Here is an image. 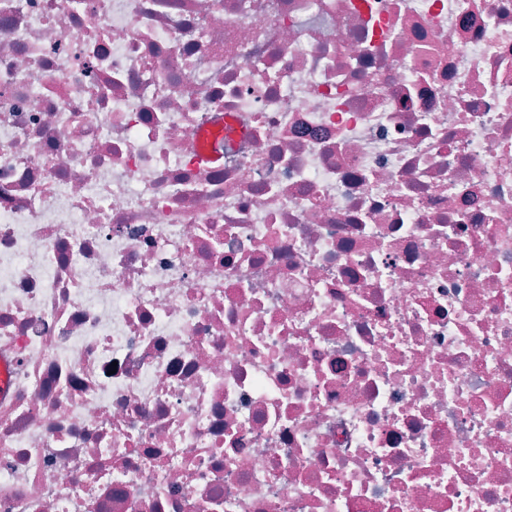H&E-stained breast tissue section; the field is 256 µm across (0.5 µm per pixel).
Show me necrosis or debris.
Here are the masks:
<instances>
[{
	"label": "necrosis or debris",
	"instance_id": "obj_1",
	"mask_svg": "<svg viewBox=\"0 0 512 512\" xmlns=\"http://www.w3.org/2000/svg\"><path fill=\"white\" fill-rule=\"evenodd\" d=\"M0 512H512V0H0ZM227 119L219 117L216 120L212 129L205 132V138L208 141L207 146L200 148L199 152H196V162L204 166H213L222 164L224 161V150L223 147H218V142H222L224 137V125H226ZM213 143V145H211Z\"/></svg>",
	"mask_w": 512,
	"mask_h": 512
}]
</instances>
